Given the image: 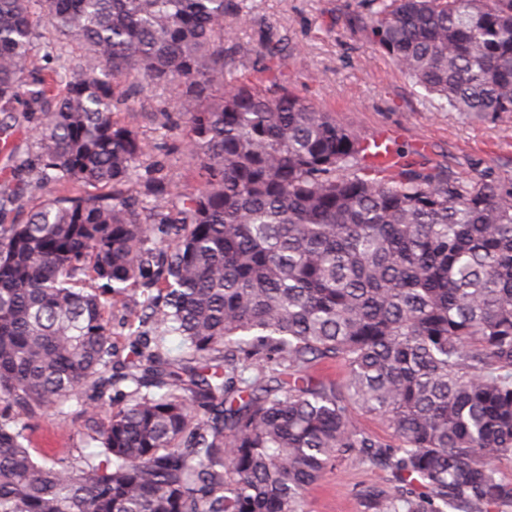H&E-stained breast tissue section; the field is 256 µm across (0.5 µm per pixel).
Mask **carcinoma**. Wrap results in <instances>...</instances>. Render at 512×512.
<instances>
[{
	"label": "carcinoma",
	"instance_id": "cac0c4a2",
	"mask_svg": "<svg viewBox=\"0 0 512 512\" xmlns=\"http://www.w3.org/2000/svg\"><path fill=\"white\" fill-rule=\"evenodd\" d=\"M371 2L359 31L439 110L512 113V0ZM37 14L85 47L74 65H35ZM247 14L0 0V211L84 187L0 238V512H303L356 451L400 483L365 487L366 512L512 507L493 466L512 457V187L341 127L288 90L281 36L261 35L255 81H228L224 38ZM142 81L179 88L193 190L153 175L113 118ZM37 113L33 164L16 138ZM135 285L144 329L121 358L108 313ZM336 361L339 389L311 373ZM83 394L124 401L88 415L96 451L33 447L29 422ZM353 419L358 427L377 437L381 442L387 444L395 443V439L391 436L385 423L379 417L355 410Z\"/></svg>",
	"mask_w": 512,
	"mask_h": 512
}]
</instances>
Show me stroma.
<instances>
[{
    "label": "stroma",
    "instance_id": "stroma-1",
    "mask_svg": "<svg viewBox=\"0 0 512 512\" xmlns=\"http://www.w3.org/2000/svg\"><path fill=\"white\" fill-rule=\"evenodd\" d=\"M370 9L369 0H253L246 21L224 43L229 75L248 77L250 50L261 33L273 31L288 40L289 88L330 112L341 126L364 139L388 130L400 146L424 144L421 163L450 176L512 185V114L476 121L437 110L358 32V22ZM35 27L36 65H68L81 54L80 46L59 36L43 18H36ZM114 118L136 127L147 145L145 164L162 169L181 186L195 187V164L184 148L183 110L171 89L145 88L135 111L120 110ZM97 407L92 400L83 407L73 404L64 416L49 413L32 422L34 446L79 447L84 412ZM395 484L389 469L350 453L309 490L304 512H365L361 492L366 486L389 489Z\"/></svg>",
    "mask_w": 512,
    "mask_h": 512
}]
</instances>
